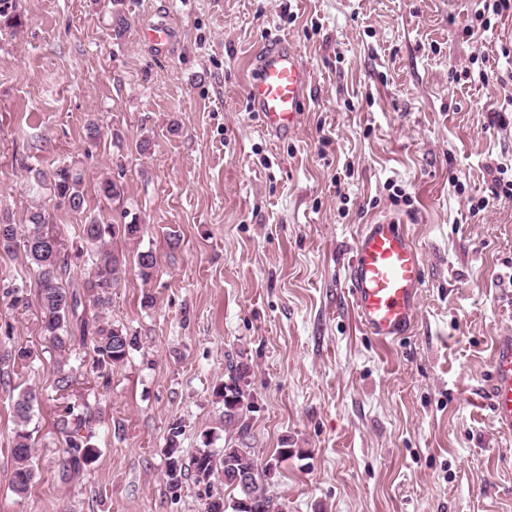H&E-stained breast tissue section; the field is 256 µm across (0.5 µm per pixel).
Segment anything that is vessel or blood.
Listing matches in <instances>:
<instances>
[{
    "label": "vessel or blood",
    "mask_w": 512,
    "mask_h": 512,
    "mask_svg": "<svg viewBox=\"0 0 512 512\" xmlns=\"http://www.w3.org/2000/svg\"><path fill=\"white\" fill-rule=\"evenodd\" d=\"M141 37L165 47L175 39L165 23L146 25ZM308 92V78L294 49L271 39L255 61L247 99L265 129L284 137L298 125ZM351 303L363 330L382 343L405 336L423 285L421 252L401 222L386 218L362 225L347 270ZM495 422L512 432V331L495 336L490 378L483 391Z\"/></svg>",
    "instance_id": "1"
}]
</instances>
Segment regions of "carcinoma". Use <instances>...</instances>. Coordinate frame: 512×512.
<instances>
[{
	"label": "carcinoma",
	"mask_w": 512,
	"mask_h": 512,
	"mask_svg": "<svg viewBox=\"0 0 512 512\" xmlns=\"http://www.w3.org/2000/svg\"><path fill=\"white\" fill-rule=\"evenodd\" d=\"M0 25L15 29L22 26L16 0H0ZM45 187L52 194L55 208L76 213L84 211L83 174L75 166H57L47 176L36 173L30 191L38 196ZM97 192L109 202L123 195L121 186L108 176L99 179ZM48 224L49 214L39 201L28 210L27 224L21 233L9 218L0 216V253L22 252L26 263L35 271L41 334L62 355L91 347L93 368L101 379L102 389L106 390L111 384L112 366L123 363L131 351L139 348L138 336L109 318L112 289L120 284L131 258L141 280L149 282L157 272L156 254L150 249H138L145 225L136 219L128 224H112L90 215L79 226L78 235L68 243L49 232ZM128 244L137 246L132 256L124 249ZM73 267L84 269V276L65 286L63 278ZM29 359L30 352L22 348L0 353V383H10L17 369L27 368ZM75 381L67 360L59 358L54 381L56 390L65 392ZM213 393L224 406L221 425L234 426L240 436H246L248 405L254 399L249 366L244 362L228 366L224 378L214 385ZM38 404L39 394L33 387L21 390L13 404L10 489L20 498L28 494L36 474L33 433L28 426ZM98 422L92 412L77 413L70 404L58 416L57 430L65 443L64 456L58 464L60 483H71L97 459L95 429ZM181 435L182 425L173 423L163 452L167 484L178 486L190 477L195 484L209 487L213 479L220 476L224 486L236 492L228 500L221 493L208 495L203 512H285V503L269 494L265 481L256 479L247 492L235 482L238 471L260 466L254 449L228 441L222 453L217 454L210 449L213 441L207 432L202 436V447L187 460L180 448Z\"/></svg>",
	"instance_id": "obj_1"
}]
</instances>
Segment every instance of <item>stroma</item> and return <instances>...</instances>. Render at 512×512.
Masks as SVG:
<instances>
[{"mask_svg":"<svg viewBox=\"0 0 512 512\" xmlns=\"http://www.w3.org/2000/svg\"><path fill=\"white\" fill-rule=\"evenodd\" d=\"M18 2L22 26L0 29V212L25 225L33 171L75 165L86 211L51 209V230L73 238L89 214L138 220L158 267L145 285L128 266L112 291V320L139 347L110 389L92 351L70 356L69 401L105 423L96 462L63 484L57 355L32 270L0 253V314L15 326L0 350L32 353L0 385V512H201L208 489L169 490L162 450L176 421L184 455L201 448L221 412L213 387L240 362L259 461L304 451L271 487L288 512H512V432L479 400L492 338L512 330V198L493 194L495 167L512 165V16L470 37L480 0ZM158 21L175 30L169 47L139 35ZM274 37L312 86L285 139L245 94ZM106 172L121 201L97 196ZM393 185L408 203H393ZM384 216L404 221L424 266L414 331L392 345L359 326L347 291L356 235ZM18 282L28 303L13 310L4 292ZM30 385L37 474L21 499L12 406Z\"/></svg>","mask_w":512,"mask_h":512,"instance_id":"stroma-1","label":"stroma"}]
</instances>
